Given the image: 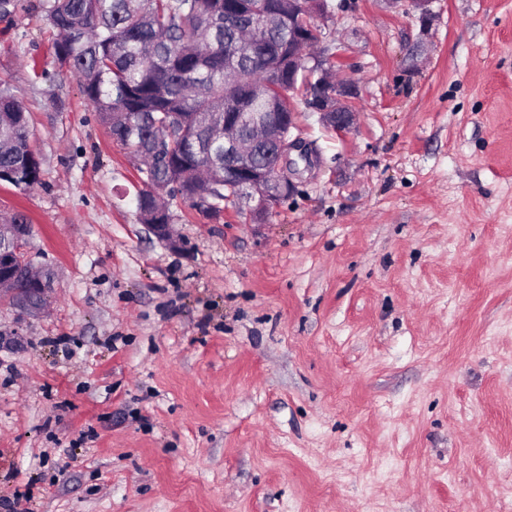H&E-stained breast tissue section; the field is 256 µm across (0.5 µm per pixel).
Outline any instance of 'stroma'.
<instances>
[{"instance_id":"stroma-1","label":"stroma","mask_w":512,"mask_h":512,"mask_svg":"<svg viewBox=\"0 0 512 512\" xmlns=\"http://www.w3.org/2000/svg\"><path fill=\"white\" fill-rule=\"evenodd\" d=\"M50 2L0 15L52 274L0 299V512H512V0H328L355 129L300 113L270 221L174 203L175 248Z\"/></svg>"}]
</instances>
